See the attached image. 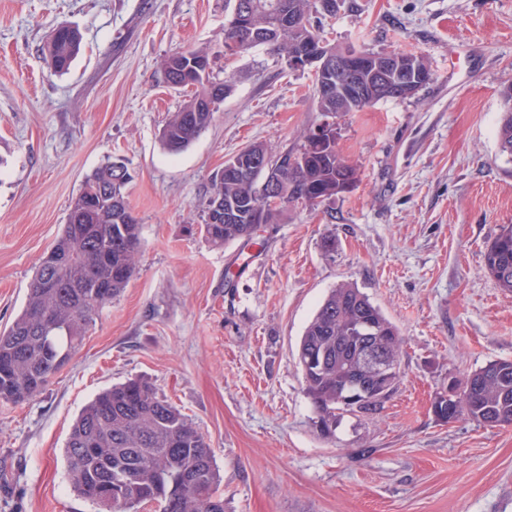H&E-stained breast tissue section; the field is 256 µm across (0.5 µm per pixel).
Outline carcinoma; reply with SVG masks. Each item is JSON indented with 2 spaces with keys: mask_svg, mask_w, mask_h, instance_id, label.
<instances>
[{
  "mask_svg": "<svg viewBox=\"0 0 512 512\" xmlns=\"http://www.w3.org/2000/svg\"><path fill=\"white\" fill-rule=\"evenodd\" d=\"M247 7L253 30L269 53L281 58L307 42H325L321 16L336 11V0H233ZM303 21L291 25L284 14ZM77 29L56 28L46 52L59 73L69 70L79 53ZM207 45L176 52L164 59L162 73L172 88H189V99L171 115L161 133L171 153L185 149L214 118L231 84L214 74V60L205 57ZM376 75L369 60L357 74L330 71L325 75L333 90L321 95L313 90L317 110L323 115L356 112L343 94L353 78ZM402 75L391 74L375 102L402 99L397 89ZM505 110L498 129L501 151L512 157V86L501 91ZM258 154L266 165L245 177L219 171L212 195L236 215L222 224L204 222L203 231L215 245L230 241L250 243L260 226L274 224L280 210H264L259 180L274 179L287 201L312 209L348 192L359 182V169L336 148V142L315 141V130L304 134L296 151L275 155L262 144L242 148L234 158ZM131 181L128 169L108 162L88 175L72 201L67 224L56 244L43 258L29 284L25 305L0 332V400L23 402L39 394L49 379L68 364L83 343L87 328L99 310L126 288L134 275L141 248L140 224L125 196ZM485 267L499 287L512 292V225L488 245ZM50 279L54 287L46 288ZM53 315L54 325L38 319ZM403 339L398 328L351 284L330 291L301 337L298 363L305 393L313 407V425L324 438H332L347 415L377 414L398 389L401 370L382 384L371 375L363 357L394 356L401 359ZM353 387L364 394L348 403ZM448 390L458 393L459 406L448 405L441 393L433 405L443 422L467 418L489 426L512 425V360L488 362ZM65 457L77 496L96 503L102 495L115 500V512H138L156 504L161 512H224L217 494L219 474L204 436L178 408L161 398L154 386L130 379L99 393L73 424Z\"/></svg>",
  "mask_w": 512,
  "mask_h": 512,
  "instance_id": "carcinoma-1",
  "label": "carcinoma"
}]
</instances>
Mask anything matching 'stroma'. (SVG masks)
<instances>
[{
    "label": "stroma",
    "instance_id": "stroma-1",
    "mask_svg": "<svg viewBox=\"0 0 512 512\" xmlns=\"http://www.w3.org/2000/svg\"><path fill=\"white\" fill-rule=\"evenodd\" d=\"M226 13L225 0H0V330L97 167H127L141 226L136 272L72 361L34 398L0 400V512H98L74 492L64 448L83 407L130 378L206 437L224 512H512V426L432 411L450 379L512 360V293L484 266L512 224L497 137L512 0H338L322 18L331 44L417 53L433 77L336 115L358 184L315 211L288 204L246 246L201 228L213 174L252 143L299 148L324 118L309 71L263 49L224 59ZM62 25L82 35L63 74L45 57ZM199 45L232 90L173 154L160 132L188 93L161 64ZM342 283L398 327L402 381L379 414L325 439L297 351Z\"/></svg>",
    "mask_w": 512,
    "mask_h": 512
}]
</instances>
